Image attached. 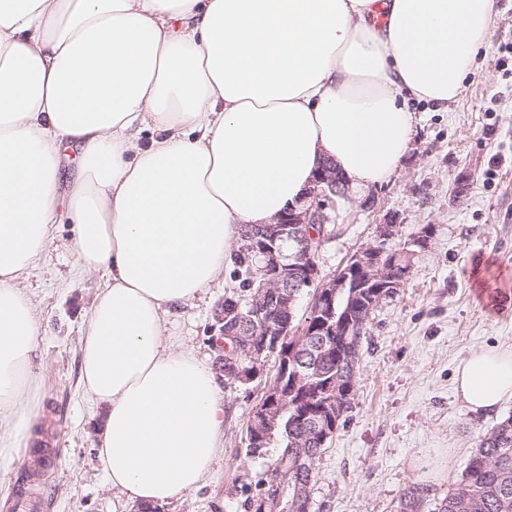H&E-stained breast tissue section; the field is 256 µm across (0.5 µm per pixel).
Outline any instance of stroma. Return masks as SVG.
Here are the masks:
<instances>
[{
	"label": "stroma",
	"mask_w": 512,
	"mask_h": 512,
	"mask_svg": "<svg viewBox=\"0 0 512 512\" xmlns=\"http://www.w3.org/2000/svg\"><path fill=\"white\" fill-rule=\"evenodd\" d=\"M409 108L416 117L411 152L387 184L336 200L331 215L343 232L317 257L327 279L373 243L387 220L399 226L394 249L433 230L407 280L365 327L351 408L315 462L314 512H396L400 496L418 484L409 459L419 448L453 449V467L431 484L444 496L478 436L512 413V398L499 412H470L453 384L470 347L512 344V0H495L490 36L458 99L444 109L423 101ZM71 239V224L57 225L45 260L24 281L41 324L35 372L42 400L27 448L0 468V512H17L25 486L43 497L45 512H138L113 493L97 461L103 411L80 384L79 357L86 314L104 279L75 266ZM237 286L225 273L203 299L167 317L169 333L206 364L215 358L214 321ZM275 372L270 360L250 384L222 378L220 457L200 488L163 512H245L241 482L266 469L265 459L246 457V429ZM50 437L57 460L36 473Z\"/></svg>",
	"instance_id": "obj_1"
}]
</instances>
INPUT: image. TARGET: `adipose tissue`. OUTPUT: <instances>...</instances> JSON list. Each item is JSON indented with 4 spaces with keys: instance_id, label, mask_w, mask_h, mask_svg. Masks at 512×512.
<instances>
[{
    "instance_id": "adipose-tissue-1",
    "label": "adipose tissue",
    "mask_w": 512,
    "mask_h": 512,
    "mask_svg": "<svg viewBox=\"0 0 512 512\" xmlns=\"http://www.w3.org/2000/svg\"><path fill=\"white\" fill-rule=\"evenodd\" d=\"M492 17L493 0H0V465L39 400L21 280L53 238L62 151L78 161L72 255L105 276L80 348L105 409L98 460L119 499L162 506L205 482L224 441L217 375L167 334L169 310L324 162L359 195L388 182L409 100H456ZM454 390L497 409L512 345L471 348Z\"/></svg>"
}]
</instances>
